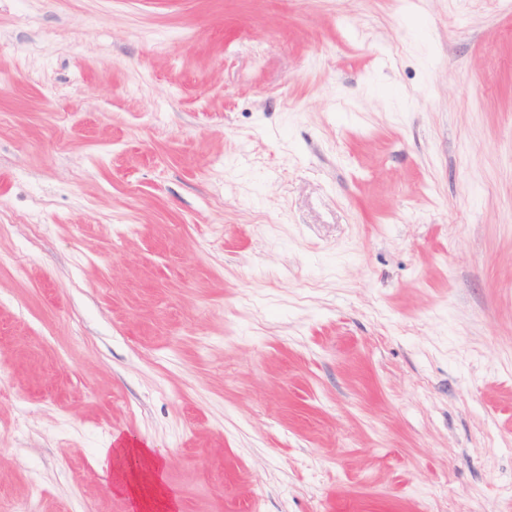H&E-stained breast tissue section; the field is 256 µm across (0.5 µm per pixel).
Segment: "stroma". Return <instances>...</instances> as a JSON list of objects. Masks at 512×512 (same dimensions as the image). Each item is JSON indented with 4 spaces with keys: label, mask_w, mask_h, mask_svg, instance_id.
I'll return each mask as SVG.
<instances>
[{
    "label": "stroma",
    "mask_w": 512,
    "mask_h": 512,
    "mask_svg": "<svg viewBox=\"0 0 512 512\" xmlns=\"http://www.w3.org/2000/svg\"><path fill=\"white\" fill-rule=\"evenodd\" d=\"M512 512V0H0V512ZM128 446L110 451L108 471L112 490L136 498L142 487H148L153 499L174 511L176 508L168 500L162 485L160 461L147 448Z\"/></svg>",
    "instance_id": "obj_1"
}]
</instances>
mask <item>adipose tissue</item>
I'll use <instances>...</instances> for the list:
<instances>
[{
  "label": "adipose tissue",
  "mask_w": 512,
  "mask_h": 512,
  "mask_svg": "<svg viewBox=\"0 0 512 512\" xmlns=\"http://www.w3.org/2000/svg\"><path fill=\"white\" fill-rule=\"evenodd\" d=\"M108 471L114 492L135 497L146 487L153 499L167 503L161 463L148 449L136 446L111 449Z\"/></svg>",
  "instance_id": "1"
}]
</instances>
